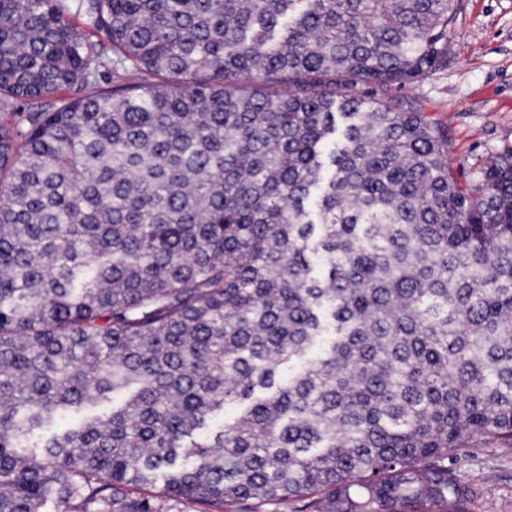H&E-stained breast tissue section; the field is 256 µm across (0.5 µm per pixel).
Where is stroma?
<instances>
[{"mask_svg": "<svg viewBox=\"0 0 512 512\" xmlns=\"http://www.w3.org/2000/svg\"><path fill=\"white\" fill-rule=\"evenodd\" d=\"M448 132V161L463 183L512 151V0H455L448 63L401 90ZM470 512H512V448L453 451Z\"/></svg>", "mask_w": 512, "mask_h": 512, "instance_id": "obj_1", "label": "stroma"}]
</instances>
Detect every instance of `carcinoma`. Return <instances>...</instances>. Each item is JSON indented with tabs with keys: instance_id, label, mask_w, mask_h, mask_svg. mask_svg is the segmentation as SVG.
Masks as SVG:
<instances>
[{
	"instance_id": "carcinoma-1",
	"label": "carcinoma",
	"mask_w": 512,
	"mask_h": 512,
	"mask_svg": "<svg viewBox=\"0 0 512 512\" xmlns=\"http://www.w3.org/2000/svg\"><path fill=\"white\" fill-rule=\"evenodd\" d=\"M454 12L0 0V512H467L448 450L512 447V152L467 189L395 94Z\"/></svg>"
}]
</instances>
